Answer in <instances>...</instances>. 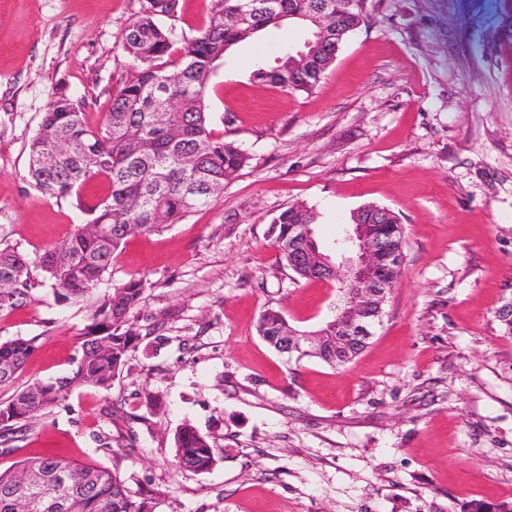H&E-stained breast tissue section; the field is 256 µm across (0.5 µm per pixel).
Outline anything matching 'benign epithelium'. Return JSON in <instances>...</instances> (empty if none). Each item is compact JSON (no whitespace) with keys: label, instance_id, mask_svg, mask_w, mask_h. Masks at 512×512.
<instances>
[{"label":"benign epithelium","instance_id":"7a95c632","mask_svg":"<svg viewBox=\"0 0 512 512\" xmlns=\"http://www.w3.org/2000/svg\"><path fill=\"white\" fill-rule=\"evenodd\" d=\"M299 19L310 23L322 52L297 53V63L288 74V82L312 85L321 78L347 36L365 20L364 5L332 9L330 0ZM400 220L389 209L366 205L352 213L336 254L322 253L312 244V225L288 227L285 250L297 261L306 262L329 282L342 285L334 315L325 323L324 332L336 336V356L345 357L362 347L381 322L383 306L398 285L396 272L403 263L401 241L387 229ZM280 347L286 352L315 353L324 348L319 334L288 326L281 331Z\"/></svg>","mask_w":512,"mask_h":512}]
</instances>
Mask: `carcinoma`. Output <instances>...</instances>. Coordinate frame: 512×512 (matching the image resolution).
Here are the masks:
<instances>
[{
  "label": "carcinoma",
  "instance_id": "cac0c4a2",
  "mask_svg": "<svg viewBox=\"0 0 512 512\" xmlns=\"http://www.w3.org/2000/svg\"><path fill=\"white\" fill-rule=\"evenodd\" d=\"M213 0L200 35L180 50L157 22L173 17L179 0H144L129 24L124 50L137 66L112 97L100 126L87 124L80 101L64 88L47 105L37 134L29 144L28 173L46 194L63 197L88 180L108 183L109 192L85 209L86 220L59 243L30 256L0 249V310L23 302L35 282L31 268L41 270L61 302L86 304L88 317L79 337L78 356L71 369L53 382L36 381L0 402V443L18 440L29 422L45 415L75 389L108 391L125 365L129 352L151 328L137 326L133 311L143 289L131 280L112 289L99 285L112 267L114 254L133 234L158 231L206 207L224 191L249 161L233 142L213 137L205 112L204 90L214 63L231 46L255 36L288 11H307L316 0ZM287 54L275 67H260L255 80L289 87ZM283 211L272 222L275 244L288 241L289 222ZM285 317L265 310L257 332L279 349ZM34 350V340L17 337L0 342V386L20 375ZM177 464L205 471L216 462L209 436L185 423L175 434ZM18 472H0V512H147L120 479L117 469L53 458L26 459ZM67 471L70 484L44 483L43 474Z\"/></svg>",
  "mask_w": 512,
  "mask_h": 512
}]
</instances>
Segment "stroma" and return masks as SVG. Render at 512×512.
<instances>
[{
	"label": "stroma",
	"mask_w": 512,
	"mask_h": 512,
	"mask_svg": "<svg viewBox=\"0 0 512 512\" xmlns=\"http://www.w3.org/2000/svg\"><path fill=\"white\" fill-rule=\"evenodd\" d=\"M212 0L160 18L176 47ZM143 0H0V247L34 254L67 237L108 186L42 192L28 147L60 87L99 126L133 72L125 30ZM368 20L312 92L251 73L300 50L285 22L229 49L204 92L214 137L249 157L209 207L127 238L109 286L143 281L141 324L111 390L79 388L32 423L0 471L30 457L117 467L151 512H468L512 505V338L495 312L512 294V0H367ZM314 208L332 249L353 210L404 227L400 283L364 351L343 367L295 361L257 333L280 310L328 320L336 290L281 261L273 220ZM86 325L79 303L36 283L0 310V342L34 339L14 387L62 376ZM189 423L218 447L211 470L176 463ZM109 442L120 460L101 450Z\"/></svg>",
	"instance_id": "35a3bbf8"
}]
</instances>
